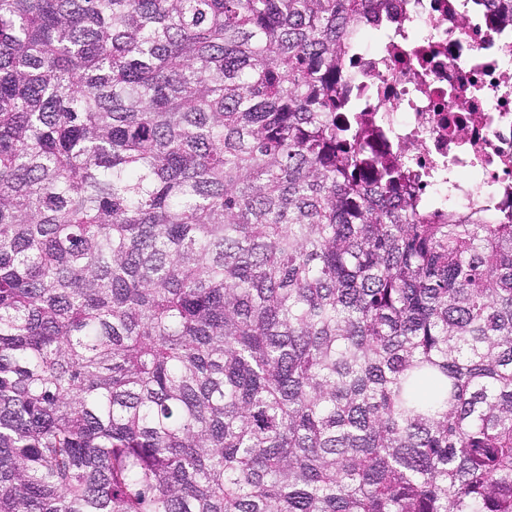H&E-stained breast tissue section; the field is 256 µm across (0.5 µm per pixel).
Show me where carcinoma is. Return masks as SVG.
I'll list each match as a JSON object with an SVG mask.
<instances>
[{"mask_svg":"<svg viewBox=\"0 0 512 512\" xmlns=\"http://www.w3.org/2000/svg\"><path fill=\"white\" fill-rule=\"evenodd\" d=\"M386 4L0 0V512H512V223L336 118Z\"/></svg>","mask_w":512,"mask_h":512,"instance_id":"cac0c4a2","label":"carcinoma"}]
</instances>
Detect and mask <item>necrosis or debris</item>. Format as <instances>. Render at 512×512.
Returning a JSON list of instances; mask_svg holds the SVG:
<instances>
[{"instance_id":"necrosis-or-debris-1","label":"necrosis or debris","mask_w":512,"mask_h":512,"mask_svg":"<svg viewBox=\"0 0 512 512\" xmlns=\"http://www.w3.org/2000/svg\"><path fill=\"white\" fill-rule=\"evenodd\" d=\"M370 151L435 218L512 222V22L477 0H390L339 76Z\"/></svg>"}]
</instances>
